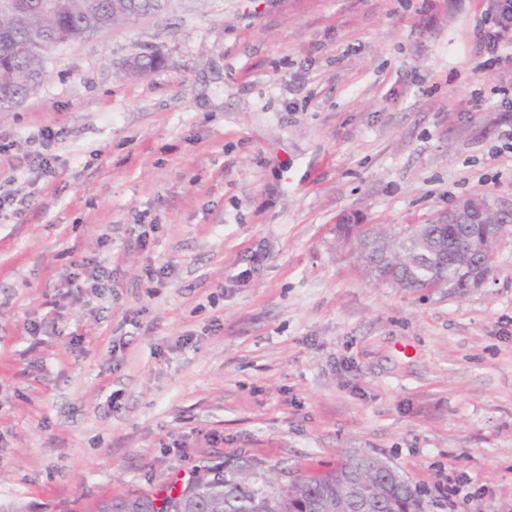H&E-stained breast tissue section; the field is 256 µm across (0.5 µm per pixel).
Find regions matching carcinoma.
Listing matches in <instances>:
<instances>
[{
  "label": "carcinoma",
  "mask_w": 512,
  "mask_h": 512,
  "mask_svg": "<svg viewBox=\"0 0 512 512\" xmlns=\"http://www.w3.org/2000/svg\"><path fill=\"white\" fill-rule=\"evenodd\" d=\"M45 0H0V43L31 45L17 54L0 56V72L12 81L16 93L27 94L31 77L43 72L54 43L81 41L94 34L97 24L114 26L125 22L127 0H66L69 8L47 12L39 8ZM450 243L465 242L480 235L478 224H450L442 228ZM381 249L400 257L418 252L414 238H384ZM482 270L478 263L460 273L448 267V284L456 294L477 287ZM401 287L430 277V266L382 265L373 273ZM366 463L349 455L336 468L317 476L299 477L291 485L258 486L249 481L251 461L242 457L230 469L202 465L189 479L170 486L162 494L140 493L102 498L85 512H336V492H345L346 479ZM379 495L378 512H448V493H432L412 483L405 475L381 474L374 483Z\"/></svg>",
  "instance_id": "1"
}]
</instances>
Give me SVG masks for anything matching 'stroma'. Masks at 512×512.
Masks as SVG:
<instances>
[{"instance_id":"1","label":"stroma","mask_w":512,"mask_h":512,"mask_svg":"<svg viewBox=\"0 0 512 512\" xmlns=\"http://www.w3.org/2000/svg\"><path fill=\"white\" fill-rule=\"evenodd\" d=\"M486 7L165 0L51 51L0 112V194L26 201L0 212V505L82 512L242 456L285 483L367 452L458 480L448 512H512V239L485 286L422 296L336 230L512 210V67L474 69ZM147 48L163 65L127 75ZM85 260L111 295L67 287Z\"/></svg>"}]
</instances>
